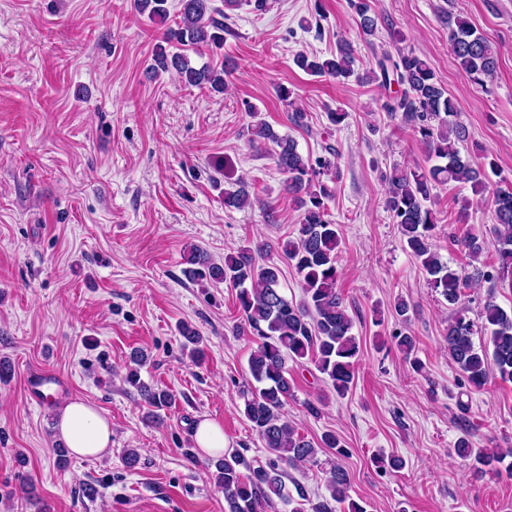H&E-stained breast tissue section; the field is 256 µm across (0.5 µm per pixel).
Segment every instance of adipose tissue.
Instances as JSON below:
<instances>
[{
	"mask_svg": "<svg viewBox=\"0 0 512 512\" xmlns=\"http://www.w3.org/2000/svg\"><path fill=\"white\" fill-rule=\"evenodd\" d=\"M59 431L70 451L79 457H98L112 446L111 423L94 406L82 401L61 408Z\"/></svg>",
	"mask_w": 512,
	"mask_h": 512,
	"instance_id": "1",
	"label": "adipose tissue"
}]
</instances>
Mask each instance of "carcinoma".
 <instances>
[{"mask_svg":"<svg viewBox=\"0 0 512 512\" xmlns=\"http://www.w3.org/2000/svg\"><path fill=\"white\" fill-rule=\"evenodd\" d=\"M136 2L138 11L152 21L162 22L168 15L167 0ZM180 5V22L156 44L150 70L157 73L173 69L187 86L222 92L225 66L206 63L197 67L185 51L203 45L223 48L224 9L238 6L239 0H224L222 9L215 7L212 0H180ZM350 5L360 17L363 33L372 34L376 20L370 15V0H350ZM448 40L458 66L474 83L483 86L494 77L497 52L467 20L458 18L448 25ZM173 47L181 51L173 52ZM294 62L313 76L346 80L354 74L355 59L344 46L324 59L300 53ZM376 65L377 69L366 74L365 79H379L384 84L394 79L403 87L401 93L383 104L384 111L392 116L399 114L414 125L429 156L438 160L428 168H394L388 178L386 207L427 281L453 309L445 336L448 356L471 391L481 390L492 373L504 382H512V311L500 307L490 295L477 312V319L467 317L468 309L460 305V299L462 288L469 285L473 274L441 259L434 248L435 223L428 207L432 191L440 185L468 184L475 194L487 192L490 175L497 174V165L492 161L479 165L470 154L461 153L458 143L467 140V133L464 126L452 120L458 112L457 102L435 81L425 59L412 52L400 51L395 57L385 52ZM255 127L259 137L272 144L276 164L286 175L288 191L296 195L302 210L297 236L282 242L280 249L301 278L303 299L293 303L282 294V272L275 262L266 259L271 251L267 244L253 249L244 247L225 257L222 265L207 261L195 247L186 257L190 268L185 273L191 279L225 282L237 290L239 309L252 334L260 339L248 359L249 371L258 386L245 400L244 415L264 443L269 458L255 466L235 450L215 462L217 482L224 489L225 512H264L276 498L290 505V512H337L341 505L345 512H367L363 504L349 499L350 474L340 462L348 451L341 440L326 432L320 441H310L294 430L283 413L288 398L293 396L288 363L310 361L327 377L336 394L343 396L350 390L354 363L360 354L359 341L353 334V317L338 289L340 229L327 219L325 207L333 189L324 177L336 168V150L329 147L327 155L313 160L298 151L295 140L276 134L266 122L259 120ZM249 204V193L243 185L224 192L226 208L241 209ZM492 205L494 224L481 232L468 229L457 239L476 262L484 252L487 237L493 238V272L476 271L490 283L512 280V187L495 188ZM479 329L487 341L477 345L473 336ZM146 361L143 353H134L125 381L141 393L154 413L169 407L173 395L141 383L139 369ZM323 448L335 450L338 459L326 484L329 496L314 503L300 490L298 497H292L286 485L288 469L317 462ZM455 452L472 461L480 476L498 470L506 458L512 457V448L475 447L468 433L458 438ZM244 469L249 475L242 474Z\"/></svg>","mask_w":512,"mask_h":512,"instance_id":"1","label":"carcinoma"}]
</instances>
